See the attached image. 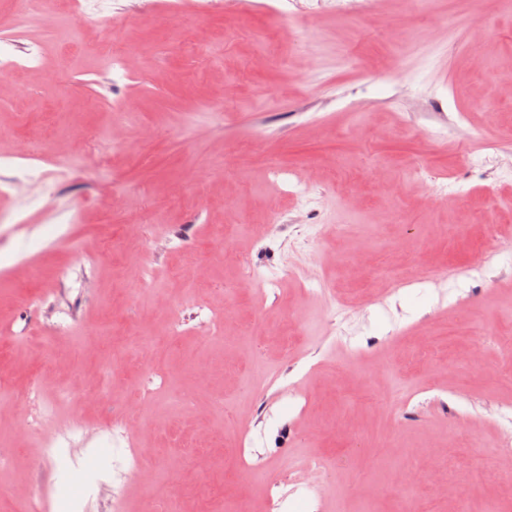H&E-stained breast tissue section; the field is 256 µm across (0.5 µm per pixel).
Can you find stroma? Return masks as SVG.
Returning <instances> with one entry per match:
<instances>
[{"instance_id": "35a3bbf8", "label": "stroma", "mask_w": 512, "mask_h": 512, "mask_svg": "<svg viewBox=\"0 0 512 512\" xmlns=\"http://www.w3.org/2000/svg\"><path fill=\"white\" fill-rule=\"evenodd\" d=\"M275 5L181 0L174 15L167 0H102L19 33L28 0H0V36L41 62L0 78V150L50 149L58 177L42 197L0 182V434L35 374L51 380L46 419L0 464V512L48 488L59 460L44 448L76 418L72 467L100 482L59 490L58 512H100L112 490L142 512L143 468L165 472L183 512H267L270 484L284 512H512L498 456L512 437V0ZM106 36L117 77L86 49ZM75 129L98 151L75 154ZM272 163L319 195L271 183ZM142 264L158 274L146 286ZM104 334L121 361L107 379ZM98 378L85 406L56 389ZM164 384L189 406L139 401ZM133 408L143 433L113 440V416Z\"/></svg>"}]
</instances>
